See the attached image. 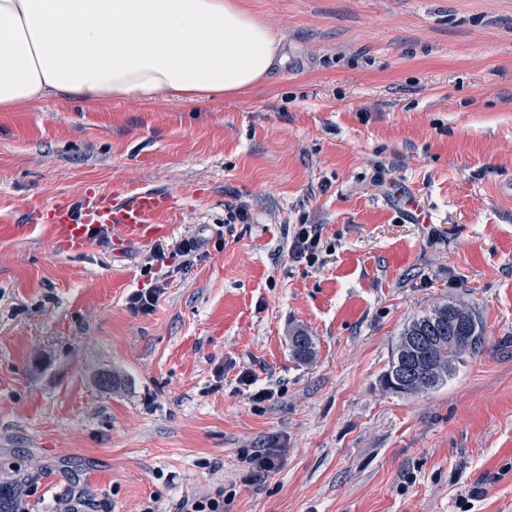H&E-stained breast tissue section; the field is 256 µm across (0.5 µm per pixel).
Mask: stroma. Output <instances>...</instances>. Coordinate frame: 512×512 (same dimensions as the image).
<instances>
[{"label": "stroma", "instance_id": "1", "mask_svg": "<svg viewBox=\"0 0 512 512\" xmlns=\"http://www.w3.org/2000/svg\"><path fill=\"white\" fill-rule=\"evenodd\" d=\"M242 2L286 54L253 90L0 112V484L28 512H512V0ZM115 186L177 194L179 221L79 253L33 221ZM446 301L484 353L388 391ZM297 226L290 248L291 255L297 260L304 259L308 264H315L319 259L320 228L315 224H300ZM448 310L468 324L472 335L457 336L452 324L448 321ZM485 328L475 313L462 305L446 302L440 303L423 315L414 318L403 330L393 350L388 370L383 382L385 387L401 395H415L434 391L444 385L467 359L480 355L486 344ZM412 336H426L421 345H413ZM469 341L477 336L473 344H464L454 340ZM419 361L424 364L430 376L421 383H410L405 388L397 386L394 373L398 365L405 361ZM427 368H416L417 372ZM425 369V370H424Z\"/></svg>", "mask_w": 512, "mask_h": 512}]
</instances>
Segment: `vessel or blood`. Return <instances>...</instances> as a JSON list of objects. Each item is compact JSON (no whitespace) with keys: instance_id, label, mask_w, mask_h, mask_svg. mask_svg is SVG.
<instances>
[{"instance_id":"obj_1","label":"vessel or blood","mask_w":512,"mask_h":512,"mask_svg":"<svg viewBox=\"0 0 512 512\" xmlns=\"http://www.w3.org/2000/svg\"><path fill=\"white\" fill-rule=\"evenodd\" d=\"M178 210V200L171 193L110 188L56 202L40 210L36 218L56 243L80 252L87 247L94 227L108 226L116 240L134 244L162 232Z\"/></svg>"}]
</instances>
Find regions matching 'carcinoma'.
<instances>
[{
  "label": "carcinoma",
  "mask_w": 512,
  "mask_h": 512,
  "mask_svg": "<svg viewBox=\"0 0 512 512\" xmlns=\"http://www.w3.org/2000/svg\"><path fill=\"white\" fill-rule=\"evenodd\" d=\"M450 312L468 324L472 335L477 337L474 343L464 344L453 339L455 331L448 321ZM485 344V328L471 309L451 302L440 303L414 318L405 327L384 374V385L388 390L401 395L434 391L444 385L466 360L480 355ZM291 348L294 355L303 361H310L315 355L314 342L303 331L291 337ZM412 360L424 364L430 376L421 383L414 382L400 388L394 373L398 371V365ZM18 496V488L0 485V512H15Z\"/></svg>",
  "instance_id": "cac0c4a2"
}]
</instances>
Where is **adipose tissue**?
Masks as SVG:
<instances>
[{
	"label": "adipose tissue",
	"instance_id": "1",
	"mask_svg": "<svg viewBox=\"0 0 512 512\" xmlns=\"http://www.w3.org/2000/svg\"><path fill=\"white\" fill-rule=\"evenodd\" d=\"M284 61L241 0H0V112L57 97L203 104Z\"/></svg>",
	"mask_w": 512,
	"mask_h": 512
}]
</instances>
